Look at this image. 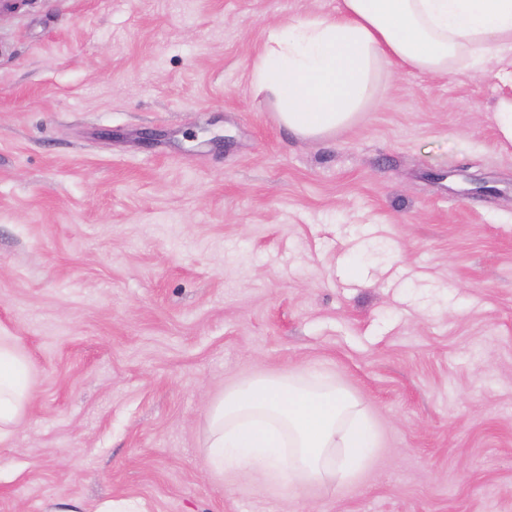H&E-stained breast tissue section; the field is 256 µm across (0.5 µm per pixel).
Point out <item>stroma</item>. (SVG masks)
Wrapping results in <instances>:
<instances>
[{
  "label": "stroma",
  "instance_id": "stroma-1",
  "mask_svg": "<svg viewBox=\"0 0 512 512\" xmlns=\"http://www.w3.org/2000/svg\"><path fill=\"white\" fill-rule=\"evenodd\" d=\"M336 4L0 12V331L34 391L0 512H512L503 87L384 73L355 122L294 136L252 63L268 27ZM283 373L365 410L378 446L351 483L209 470L211 403Z\"/></svg>",
  "mask_w": 512,
  "mask_h": 512
}]
</instances>
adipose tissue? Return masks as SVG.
<instances>
[{"label": "adipose tissue", "mask_w": 512, "mask_h": 512, "mask_svg": "<svg viewBox=\"0 0 512 512\" xmlns=\"http://www.w3.org/2000/svg\"><path fill=\"white\" fill-rule=\"evenodd\" d=\"M461 61L506 86L494 112L512 143V0H339L335 14L268 28L252 86L281 125L316 138L364 111L383 63L442 75ZM30 371L26 354L0 336V441L28 412ZM375 448L359 402L320 378H254L224 392L207 419L206 460L221 475L340 486Z\"/></svg>", "instance_id": "ef3b65f1"}]
</instances>
